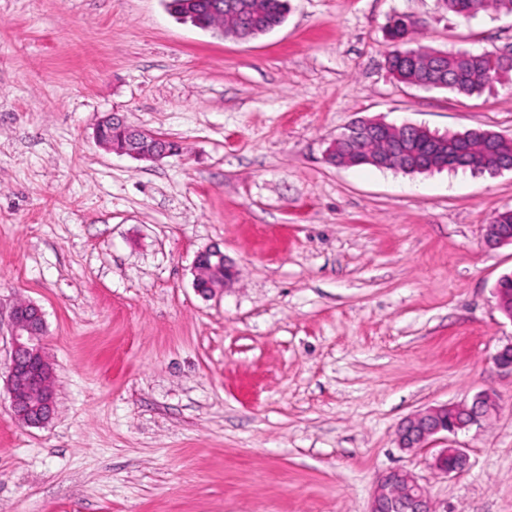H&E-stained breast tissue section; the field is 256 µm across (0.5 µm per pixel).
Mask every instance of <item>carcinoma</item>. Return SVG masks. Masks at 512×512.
Instances as JSON below:
<instances>
[{"mask_svg":"<svg viewBox=\"0 0 512 512\" xmlns=\"http://www.w3.org/2000/svg\"><path fill=\"white\" fill-rule=\"evenodd\" d=\"M239 14L254 28L255 35L264 34L281 25L288 13V0H237ZM448 13L473 18L480 13L512 14V0H438ZM422 21L406 14L391 15L384 27L393 47L388 69L404 85L418 83L423 88L437 82L441 74L450 79L446 89L465 97L481 93L506 71L502 57L487 52L442 51L433 48L412 49V35ZM332 159H349L355 165H369L389 170L390 155L398 150L410 163L446 164L452 170L469 169L477 173L496 174L500 165L512 162V138L488 130L436 134L406 132L395 129L385 136L363 131L356 136L336 138Z\"/></svg>","mask_w":512,"mask_h":512,"instance_id":"obj_1","label":"carcinoma"}]
</instances>
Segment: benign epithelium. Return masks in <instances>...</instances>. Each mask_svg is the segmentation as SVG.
<instances>
[{
	"instance_id": "1",
	"label": "benign epithelium",
	"mask_w": 512,
	"mask_h": 512,
	"mask_svg": "<svg viewBox=\"0 0 512 512\" xmlns=\"http://www.w3.org/2000/svg\"><path fill=\"white\" fill-rule=\"evenodd\" d=\"M115 127L121 137L109 142L104 137L108 127ZM95 137L106 150L125 154L136 160L157 163L175 154L169 139L138 127H129L116 113L103 117L97 124ZM484 243L488 247L512 245V235L501 231V225L485 226ZM237 278L224 253L217 247L206 248L194 260V287L205 296L222 291ZM496 309L512 322V293L496 285L493 291ZM12 351L6 382L14 418L27 427L48 424L56 410V395L52 383V367L41 343L45 332L42 308L29 301L16 302L10 312ZM496 369L512 375V341L493 356ZM497 411L494 397L483 392L471 402L440 404L407 416L398 426V448L417 452L427 447L438 435H455L479 426ZM468 455L462 448H441L432 457L430 466L437 474L448 477L462 472L468 465ZM367 512H436L427 488L411 471L394 468L383 472L375 483Z\"/></svg>"
}]
</instances>
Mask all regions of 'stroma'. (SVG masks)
Wrapping results in <instances>:
<instances>
[{
  "label": "stroma",
  "instance_id": "stroma-1",
  "mask_svg": "<svg viewBox=\"0 0 512 512\" xmlns=\"http://www.w3.org/2000/svg\"><path fill=\"white\" fill-rule=\"evenodd\" d=\"M413 45L512 46V14L437 0H288L251 40L168 0H0V512H366L414 472L439 512H512V322L493 289L512 245V171L335 167L358 118L512 137V72L481 95L397 84L384 26ZM118 113L179 141L146 163L106 151ZM237 280L205 297L199 251ZM46 313L57 408L13 417L10 311ZM493 393L480 428L397 449L406 416ZM465 449L442 477L432 450ZM498 215L502 222L498 224H487L485 226L484 243L488 247H499L506 244L512 245V235L501 231V224H506L505 226L508 232L512 233V209H505L499 212Z\"/></svg>",
  "mask_w": 512,
  "mask_h": 512
}]
</instances>
